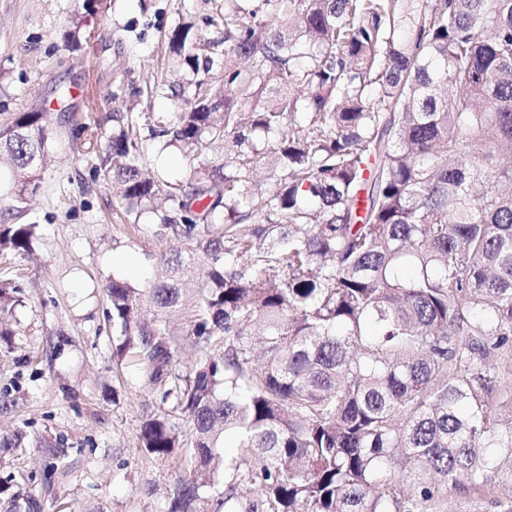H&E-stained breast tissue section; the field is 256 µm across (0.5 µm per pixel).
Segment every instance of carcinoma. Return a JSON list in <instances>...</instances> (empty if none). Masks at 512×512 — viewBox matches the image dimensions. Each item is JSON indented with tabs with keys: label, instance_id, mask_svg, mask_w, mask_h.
<instances>
[{
	"label": "carcinoma",
	"instance_id": "1",
	"mask_svg": "<svg viewBox=\"0 0 512 512\" xmlns=\"http://www.w3.org/2000/svg\"><path fill=\"white\" fill-rule=\"evenodd\" d=\"M86 10L67 40L91 42ZM209 25L222 42L168 35L193 106L112 113L99 167L139 215L162 184L147 145L224 143L156 213L183 248L147 288L105 285L113 356L171 406L140 435L180 455L168 512H445L489 492L512 512V386L491 363L512 355V0H224ZM54 138L47 112L0 127L8 210ZM36 228L1 224L0 250L30 253ZM15 290L0 281V315ZM188 302L203 355L183 369L181 337L141 315Z\"/></svg>",
	"mask_w": 512,
	"mask_h": 512
}]
</instances>
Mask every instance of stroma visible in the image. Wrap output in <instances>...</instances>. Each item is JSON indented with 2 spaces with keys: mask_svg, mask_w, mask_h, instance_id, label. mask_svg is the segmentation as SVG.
I'll list each match as a JSON object with an SVG mask.
<instances>
[{
  "mask_svg": "<svg viewBox=\"0 0 512 512\" xmlns=\"http://www.w3.org/2000/svg\"><path fill=\"white\" fill-rule=\"evenodd\" d=\"M73 0H0V126L47 109L56 131L52 158L26 211H0V223L37 226L27 255L0 253V281L18 285L1 328L0 512H165L178 474L174 458L145 457L139 435L158 402L136 371L112 360L120 330L107 316L105 284L118 277L147 287L159 254L179 243L134 229L114 185L95 174L98 153L82 126L102 118L109 140L116 84L131 90L133 112L175 109L172 96H145L167 66V36L189 21L220 39L208 19L224 0H93L87 17L98 40L73 49L63 40ZM70 89L56 101L55 86Z\"/></svg>",
  "mask_w": 512,
  "mask_h": 512,
  "instance_id": "1",
  "label": "stroma"
}]
</instances>
